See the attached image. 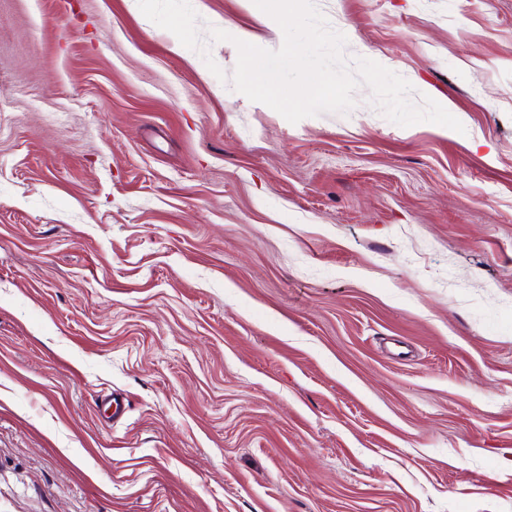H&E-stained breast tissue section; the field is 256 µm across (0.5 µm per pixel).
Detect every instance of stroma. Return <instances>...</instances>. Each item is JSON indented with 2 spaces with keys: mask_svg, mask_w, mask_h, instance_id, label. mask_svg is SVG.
Returning a JSON list of instances; mask_svg holds the SVG:
<instances>
[{
  "mask_svg": "<svg viewBox=\"0 0 512 512\" xmlns=\"http://www.w3.org/2000/svg\"><path fill=\"white\" fill-rule=\"evenodd\" d=\"M191 4L225 72L283 42ZM315 5L464 132L0 0V512H512V0Z\"/></svg>",
  "mask_w": 512,
  "mask_h": 512,
  "instance_id": "obj_1",
  "label": "stroma"
}]
</instances>
